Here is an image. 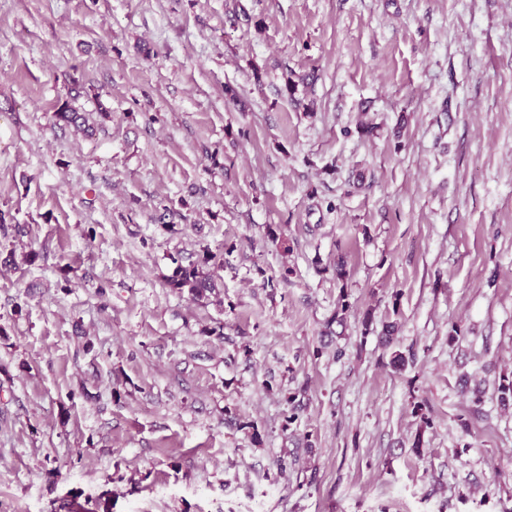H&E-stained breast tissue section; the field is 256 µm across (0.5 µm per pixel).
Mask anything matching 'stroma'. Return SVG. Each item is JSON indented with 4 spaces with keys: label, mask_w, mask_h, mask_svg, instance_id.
Masks as SVG:
<instances>
[{
    "label": "stroma",
    "mask_w": 512,
    "mask_h": 512,
    "mask_svg": "<svg viewBox=\"0 0 512 512\" xmlns=\"http://www.w3.org/2000/svg\"><path fill=\"white\" fill-rule=\"evenodd\" d=\"M510 373L512 0H0V512H512ZM215 260L211 254L203 255L196 263L187 266L178 264L167 277L169 288L178 293H185L194 300H202L208 297L215 288L214 274L210 270V262Z\"/></svg>",
    "instance_id": "stroma-1"
}]
</instances>
